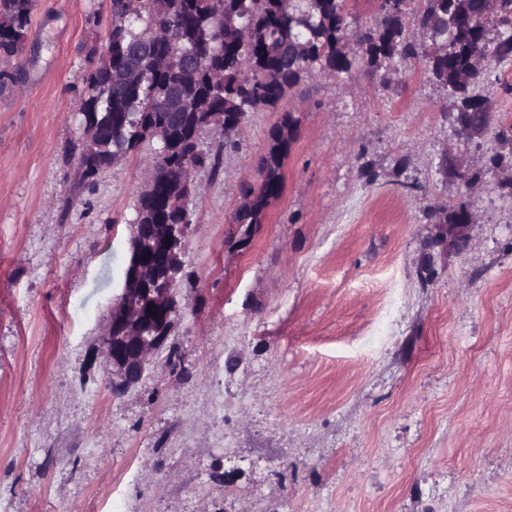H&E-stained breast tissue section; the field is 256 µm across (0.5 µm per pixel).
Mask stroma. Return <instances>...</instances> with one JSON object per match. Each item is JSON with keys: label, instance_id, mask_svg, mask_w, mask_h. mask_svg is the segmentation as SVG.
Listing matches in <instances>:
<instances>
[{"label": "stroma", "instance_id": "obj_1", "mask_svg": "<svg viewBox=\"0 0 512 512\" xmlns=\"http://www.w3.org/2000/svg\"><path fill=\"white\" fill-rule=\"evenodd\" d=\"M107 0H34L0 54V512H512V56L460 101L393 56L247 113L197 169L180 358L125 396L98 338L139 146L81 177V76ZM284 189L232 218L283 112ZM466 209L464 250L439 243Z\"/></svg>", "mask_w": 512, "mask_h": 512}]
</instances>
